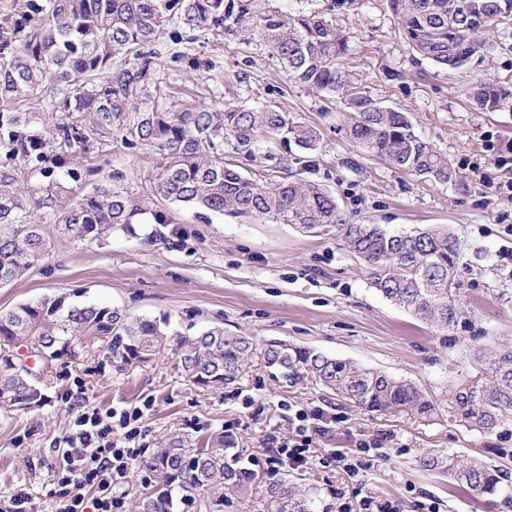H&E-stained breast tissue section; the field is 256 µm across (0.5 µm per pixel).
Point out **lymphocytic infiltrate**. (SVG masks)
<instances>
[{
	"label": "lymphocytic infiltrate",
	"instance_id": "1",
	"mask_svg": "<svg viewBox=\"0 0 512 512\" xmlns=\"http://www.w3.org/2000/svg\"><path fill=\"white\" fill-rule=\"evenodd\" d=\"M140 408L117 411L80 398L73 415V431L64 441L66 463L56 477L58 512H118L121 488L127 484L136 459L127 443L140 435ZM297 439L272 448V467L298 468L308 463L315 426L307 412L296 411ZM94 489L86 497V489Z\"/></svg>",
	"mask_w": 512,
	"mask_h": 512
}]
</instances>
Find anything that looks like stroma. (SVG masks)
<instances>
[{"label":"stroma","mask_w":512,"mask_h":512,"mask_svg":"<svg viewBox=\"0 0 512 512\" xmlns=\"http://www.w3.org/2000/svg\"><path fill=\"white\" fill-rule=\"evenodd\" d=\"M289 0L290 10L329 13L348 38L342 61L346 81L386 106L408 112L417 131L447 155L463 184L443 185L402 173L359 153L346 133L337 97L289 83L276 59L236 41L200 39L155 44L158 67L142 99L275 102L316 126L322 136L310 180L333 192L354 224H384L408 231L425 224L447 226L458 239L463 264L455 326L438 332L387 302L370 288L363 264L335 233L306 234L290 224L240 223L194 207L156 198V157L150 150L91 144L86 158L97 170L85 189L120 182L169 221H139L100 241L63 239L53 215L38 212L52 242L48 258L22 279L0 287V313L53 293L105 304L138 317L169 315L173 324L225 330L260 341L278 339L386 371L442 399L449 384L480 374L478 350L512 334V199L495 193L504 177L492 144L512 141V111L483 112L469 98L474 81L512 84V21L491 27V48L450 76L429 61H415L387 0ZM46 401L32 412L0 408V503L29 489L39 512H52L55 477L64 459L57 447L72 430L69 397L84 387L101 408L144 407L138 448L154 449L172 435L202 440L232 428L265 482L288 480L313 488L315 512H338L336 489L369 492L398 502L401 512H512V427L487 435L448 412L429 421L395 410L363 414L307 380L289 385L254 362L239 384L216 392L181 376L174 351L118 372L104 355L81 352L62 358L42 379ZM320 407L328 417L315 454L376 443L382 457L349 482L339 469L269 468L267 441L290 437L289 410ZM456 453L476 456L506 473L504 490L477 494L457 486L420 457Z\"/></svg>","instance_id":"obj_1"}]
</instances>
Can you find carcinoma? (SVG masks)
Here are the masks:
<instances>
[{
	"instance_id": "obj_1",
	"label": "carcinoma",
	"mask_w": 512,
	"mask_h": 512,
	"mask_svg": "<svg viewBox=\"0 0 512 512\" xmlns=\"http://www.w3.org/2000/svg\"><path fill=\"white\" fill-rule=\"evenodd\" d=\"M280 0H21L0 15V285L19 279L49 255L50 242L34 212L56 217L61 234L99 240L148 214L120 185L81 194L83 179L97 172L76 156L89 140L112 143L121 134L130 148L156 156L153 194L169 203L232 218L292 224L303 232L336 230V237L367 272L370 286L391 304L440 330L454 326L459 242L443 225L392 232L383 224H352L336 197L304 179L261 183L224 161V150L252 159L263 144L279 142L285 170L313 165L317 127L268 102L197 106L176 102L140 107L153 79L160 38L198 34L241 40L277 59L289 82L336 95L347 114L349 139L364 155L411 175L458 185L462 176L415 129L406 112L385 107L346 85L341 60L348 38L333 21ZM399 30L417 56L452 73L481 48L479 36L512 18V0H388ZM483 112L512 110V86L479 81L471 88ZM73 203L59 208L66 196ZM0 340L24 345L39 358L73 356L85 342L105 343L112 364L124 370L149 362L173 346L182 375L192 384L222 389L238 382L258 353L264 365L296 383L313 377L367 413L406 408L422 419L438 414L437 402L415 384L284 341L257 348L248 336L214 325L186 335L168 318H129L123 311L76 303L65 295L23 303L0 317ZM481 375L448 390V412L484 433L512 425V336L477 353ZM0 358V406L16 411L41 406L40 381ZM426 467L448 474L473 492L501 490L500 470L478 458L426 456ZM145 466L155 484L137 497V512H224L259 483L242 458L236 437L212 432L202 446L174 437L155 449ZM261 512H314V497L282 481L266 487Z\"/></svg>"
}]
</instances>
